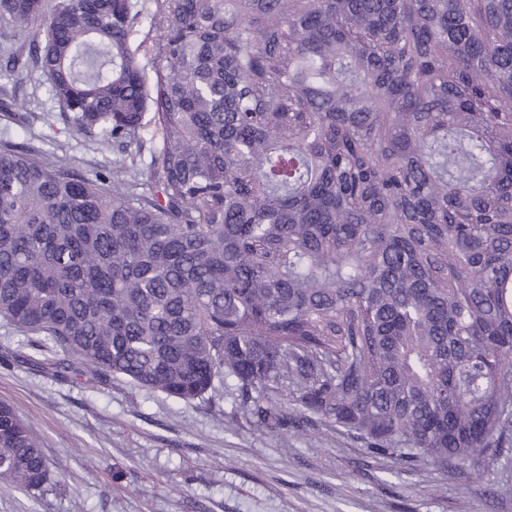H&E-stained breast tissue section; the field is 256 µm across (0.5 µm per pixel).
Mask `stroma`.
I'll use <instances>...</instances> for the list:
<instances>
[{"instance_id":"stroma-1","label":"stroma","mask_w":512,"mask_h":512,"mask_svg":"<svg viewBox=\"0 0 512 512\" xmlns=\"http://www.w3.org/2000/svg\"><path fill=\"white\" fill-rule=\"evenodd\" d=\"M16 101L0 144L94 177L112 160L64 123L46 77L0 72ZM0 401L41 443L49 480L0 482V512H512V447L443 470L376 455L323 421L304 433L257 426L234 384L191 404L93 375L72 355L0 320Z\"/></svg>"}]
</instances>
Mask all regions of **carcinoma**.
<instances>
[{"instance_id": "cac0c4a2", "label": "carcinoma", "mask_w": 512, "mask_h": 512, "mask_svg": "<svg viewBox=\"0 0 512 512\" xmlns=\"http://www.w3.org/2000/svg\"><path fill=\"white\" fill-rule=\"evenodd\" d=\"M0 0L91 179L0 146V318L437 469L512 443V0ZM148 12L154 78L130 47ZM151 189L128 174L147 110ZM48 479L0 402V481Z\"/></svg>"}]
</instances>
